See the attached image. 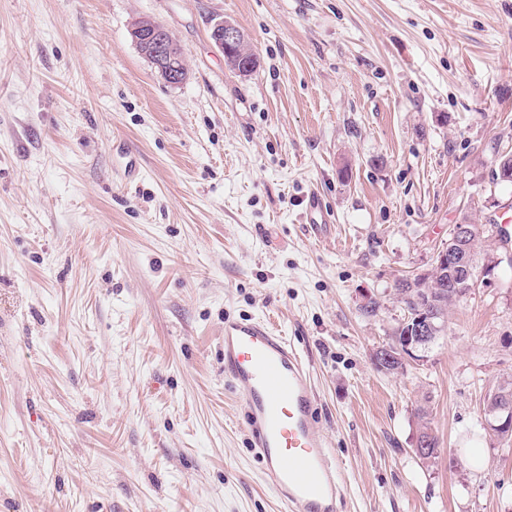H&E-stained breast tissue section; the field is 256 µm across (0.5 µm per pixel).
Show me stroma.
<instances>
[{
  "label": "stroma",
  "mask_w": 512,
  "mask_h": 512,
  "mask_svg": "<svg viewBox=\"0 0 512 512\" xmlns=\"http://www.w3.org/2000/svg\"><path fill=\"white\" fill-rule=\"evenodd\" d=\"M141 18L183 84L138 52ZM510 150L512 0H0V512H281L224 379L228 315L301 350L339 512H512V446L482 425L512 380V265L425 361L373 363L396 282L512 210ZM211 40L224 53L225 62L238 73L247 75L254 67L253 51L243 31L235 23L220 20L213 24ZM143 32L133 34L139 53L148 60L158 75L168 84L179 85L186 79L187 68L174 64V40L168 29L162 24L152 22L143 26ZM417 430H419V434L422 436H417L415 439L414 450L423 461L427 462L432 459V456L434 455V448H438L439 443L437 437L432 433L430 423L427 420L426 413L424 411L418 416ZM429 438L431 439L430 448H428L430 443Z\"/></svg>",
  "instance_id": "stroma-1"
}]
</instances>
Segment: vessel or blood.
I'll use <instances>...</instances> for the list:
<instances>
[{
  "instance_id": "1",
  "label": "vessel or blood",
  "mask_w": 512,
  "mask_h": 512,
  "mask_svg": "<svg viewBox=\"0 0 512 512\" xmlns=\"http://www.w3.org/2000/svg\"><path fill=\"white\" fill-rule=\"evenodd\" d=\"M224 378L243 395L250 446L283 512H337L341 465L296 347L269 321L226 317Z\"/></svg>"
}]
</instances>
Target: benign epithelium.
<instances>
[{
	"instance_id": "1",
	"label": "benign epithelium",
	"mask_w": 512,
	"mask_h": 512,
	"mask_svg": "<svg viewBox=\"0 0 512 512\" xmlns=\"http://www.w3.org/2000/svg\"><path fill=\"white\" fill-rule=\"evenodd\" d=\"M211 40L224 53L225 62L238 73L247 75L254 67L253 51L243 31L235 23L220 20L213 24ZM139 53L148 60L158 75L171 85H179L186 79L187 68L174 64V40L168 29L153 22L144 26V30L133 35ZM482 224H457L454 226L452 245H444L435 253L432 267L448 268V275L456 287L469 293L479 285L488 282L494 274L500 259L489 256L482 266H477L473 255L467 253L470 239L484 233ZM409 326L408 332L395 342L376 350V366L384 372H393L399 366L425 358L424 352L430 343L429 333L432 328V313L428 306H420L417 311L401 321ZM503 414L492 415L484 419V427L489 435L499 439L512 434V408L508 401H503Z\"/></svg>"
}]
</instances>
